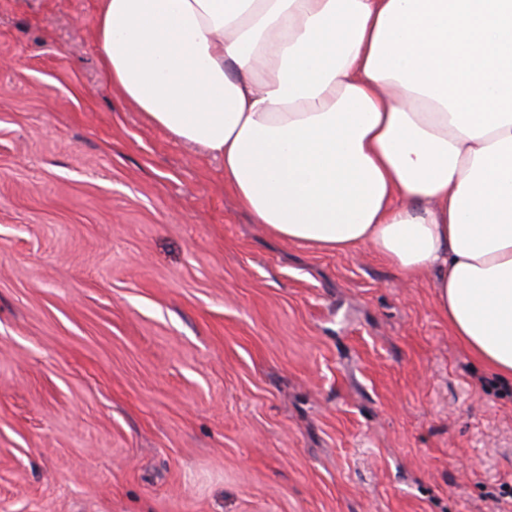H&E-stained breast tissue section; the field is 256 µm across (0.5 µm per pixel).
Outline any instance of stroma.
Segmentation results:
<instances>
[{
	"label": "stroma",
	"instance_id": "obj_1",
	"mask_svg": "<svg viewBox=\"0 0 512 512\" xmlns=\"http://www.w3.org/2000/svg\"><path fill=\"white\" fill-rule=\"evenodd\" d=\"M0 0V512H512V381L429 277L270 236Z\"/></svg>",
	"mask_w": 512,
	"mask_h": 512
}]
</instances>
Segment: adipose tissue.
Here are the masks:
<instances>
[{"label": "adipose tissue", "instance_id": "ef3b65f1", "mask_svg": "<svg viewBox=\"0 0 512 512\" xmlns=\"http://www.w3.org/2000/svg\"><path fill=\"white\" fill-rule=\"evenodd\" d=\"M93 51L254 223L430 275L512 379V0H102Z\"/></svg>", "mask_w": 512, "mask_h": 512}]
</instances>
